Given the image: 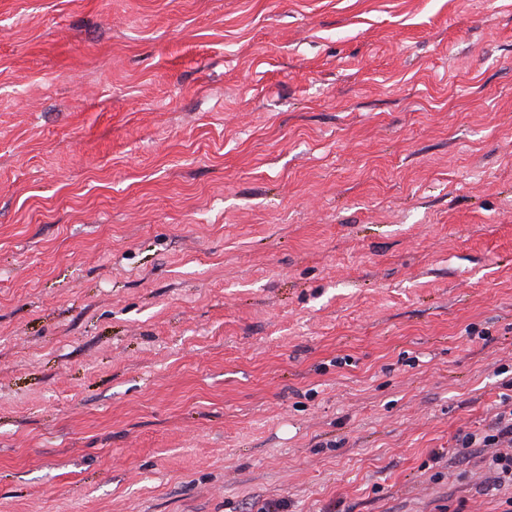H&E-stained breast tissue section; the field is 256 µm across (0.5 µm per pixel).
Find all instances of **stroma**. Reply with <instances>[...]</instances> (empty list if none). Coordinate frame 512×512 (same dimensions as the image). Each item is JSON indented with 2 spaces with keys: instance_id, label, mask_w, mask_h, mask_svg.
<instances>
[{
  "instance_id": "obj_1",
  "label": "stroma",
  "mask_w": 512,
  "mask_h": 512,
  "mask_svg": "<svg viewBox=\"0 0 512 512\" xmlns=\"http://www.w3.org/2000/svg\"><path fill=\"white\" fill-rule=\"evenodd\" d=\"M512 0H0V512H496Z\"/></svg>"
}]
</instances>
